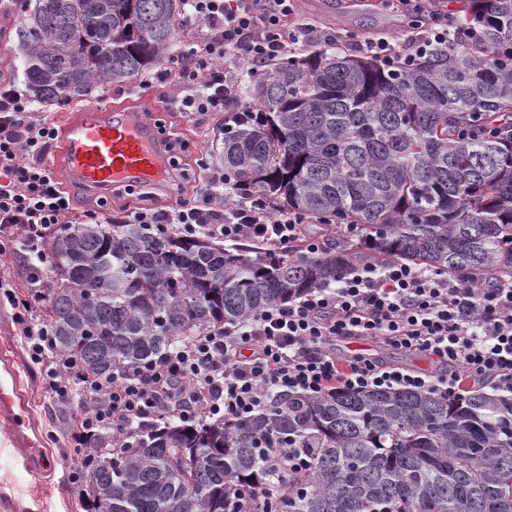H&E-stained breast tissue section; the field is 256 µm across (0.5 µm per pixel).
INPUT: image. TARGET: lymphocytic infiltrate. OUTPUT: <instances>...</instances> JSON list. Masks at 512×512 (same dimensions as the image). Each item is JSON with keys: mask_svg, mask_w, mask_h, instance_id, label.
Here are the masks:
<instances>
[{"mask_svg": "<svg viewBox=\"0 0 512 512\" xmlns=\"http://www.w3.org/2000/svg\"><path fill=\"white\" fill-rule=\"evenodd\" d=\"M188 19L208 24L200 46L186 52L178 69L185 112H220L233 95L224 78L227 62L269 63L287 48L305 46L312 24L295 14L294 0H185ZM413 19L414 33L396 46L381 38L360 51L392 61L413 57L448 39V16L433 0H394ZM58 131L39 120L18 88L0 89V253L20 252L32 295L47 279L45 242L61 224L74 223L75 198L45 163ZM183 169L167 182L175 207L124 216L127 224H162L193 237L251 239L272 249L294 246L314 255L323 241L305 237V219L275 214L250 197L218 208L181 195ZM21 333L30 360L44 371L49 396L60 405L83 396L91 408L74 420L76 439L109 430L119 439L169 415L184 420L246 415L272 394L322 395L337 390L404 388L458 395L464 380H483L512 390V281L482 288L453 274L431 272L400 261L362 262L288 304L231 328L206 329L175 346L140 371L115 372L103 381L81 374L54 353L46 327L23 301ZM353 337L378 338L417 351L445 365L440 374L379 365L356 356L339 359L330 346Z\"/></svg>", "mask_w": 512, "mask_h": 512, "instance_id": "obj_1", "label": "lymphocytic infiltrate"}]
</instances>
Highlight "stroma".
Masks as SVG:
<instances>
[{
    "mask_svg": "<svg viewBox=\"0 0 512 512\" xmlns=\"http://www.w3.org/2000/svg\"><path fill=\"white\" fill-rule=\"evenodd\" d=\"M297 12L315 25V39L319 42L339 38L351 47L359 40L384 37L399 43L409 33L403 14L385 0H298ZM19 20L18 0H0V84L23 83L15 36ZM164 72V67H157L146 81L100 97L53 106L41 110L40 116L61 128L68 119L91 106L153 114L160 132L172 136L174 146L178 147V161L188 164L193 173L191 182L185 186L186 195L202 200L211 192L214 168L210 148L224 115L178 111L172 101L176 83L165 77ZM331 350L341 358L358 354L411 370L436 368L435 362L426 356L399 350L377 338L342 339ZM0 355L8 359L18 377L41 449L37 472H28L9 428L0 423V512H93L80 485L70 481L71 473L81 468L70 421L84 411L86 403L78 399L70 406L58 407L44 395L41 371L29 361L15 311L5 301H0Z\"/></svg>",
    "mask_w": 512,
    "mask_h": 512,
    "instance_id": "1",
    "label": "stroma"
}]
</instances>
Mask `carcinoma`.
Instances as JSON below:
<instances>
[{
	"label": "carcinoma",
	"mask_w": 512,
	"mask_h": 512,
	"mask_svg": "<svg viewBox=\"0 0 512 512\" xmlns=\"http://www.w3.org/2000/svg\"><path fill=\"white\" fill-rule=\"evenodd\" d=\"M452 39L380 62L325 41L250 73L224 105L218 156L245 197L357 232L356 248L249 257L157 225L61 224L46 244L52 348L112 378L201 329L252 319L354 264L406 261L477 286L512 279V0H465ZM183 0H22L27 97L54 106L143 78ZM469 31L478 38L466 37ZM94 512H512V392L284 393L247 417L163 419L80 443ZM294 448L308 470L278 472Z\"/></svg>",
	"instance_id": "obj_1"
}]
</instances>
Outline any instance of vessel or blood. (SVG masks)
Instances as JSON below:
<instances>
[{"mask_svg":"<svg viewBox=\"0 0 512 512\" xmlns=\"http://www.w3.org/2000/svg\"><path fill=\"white\" fill-rule=\"evenodd\" d=\"M54 164L64 170L72 194L88 196L115 184L161 183L170 154L167 141L142 113L94 106L66 125ZM0 420L11 428L15 447L38 453L17 377L7 364L0 366Z\"/></svg>","mask_w":512,"mask_h":512,"instance_id":"obj_1","label":"vessel or blood"}]
</instances>
